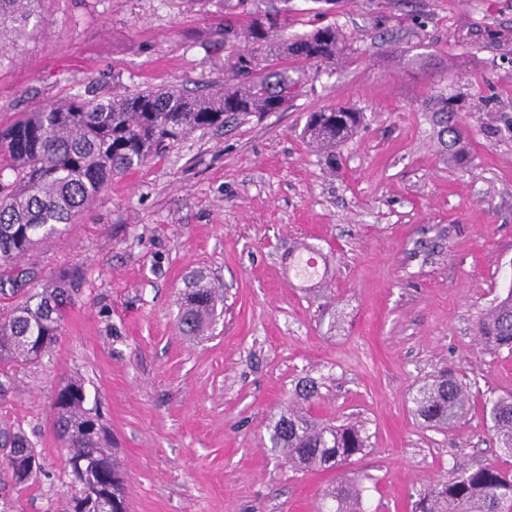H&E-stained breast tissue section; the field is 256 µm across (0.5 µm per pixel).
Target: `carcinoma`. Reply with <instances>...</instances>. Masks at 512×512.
Masks as SVG:
<instances>
[{"instance_id": "cac0c4a2", "label": "carcinoma", "mask_w": 512, "mask_h": 512, "mask_svg": "<svg viewBox=\"0 0 512 512\" xmlns=\"http://www.w3.org/2000/svg\"><path fill=\"white\" fill-rule=\"evenodd\" d=\"M43 0H0V56L9 35L42 22ZM224 8V47L235 53L239 82L208 94L180 86L149 88L135 94L88 100L74 95L41 104L0 124V270L10 273L42 241L62 235L67 225L97 197L112 177L143 166L197 130L224 127L243 117L280 112L301 96L305 69L346 53L336 24L328 23L291 38L288 15L257 6L238 20V8ZM440 139H461L455 113L443 100ZM364 120L363 113L328 106L309 113L302 135L316 152L332 154ZM12 180L5 183L4 172ZM68 299L67 277L45 292L24 294L0 312V375L49 354L61 335ZM218 298L207 277L197 274L180 298L177 324L188 336H202L216 320ZM477 336L491 352L512 353V289L484 312ZM471 393L452 369L437 371L413 399L422 425L450 431L470 411ZM319 399L316 382L295 390L288 407L268 427L271 449L299 470L335 471L367 449L368 436L357 422L335 424L312 413ZM80 379L55 394L54 429L67 448L71 474L93 499L74 498L73 512H127L125 480L97 414L85 407ZM485 410L499 447L512 454V394L489 397ZM4 464L17 484L37 475L42 464L19 433H1ZM363 478L340 473L324 490L318 512H366ZM419 512H512V472L487 464L453 469L419 501Z\"/></svg>"}]
</instances>
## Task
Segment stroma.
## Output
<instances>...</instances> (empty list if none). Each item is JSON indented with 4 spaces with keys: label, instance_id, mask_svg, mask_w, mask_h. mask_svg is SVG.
Masks as SVG:
<instances>
[{
    "label": "stroma",
    "instance_id": "1",
    "mask_svg": "<svg viewBox=\"0 0 512 512\" xmlns=\"http://www.w3.org/2000/svg\"><path fill=\"white\" fill-rule=\"evenodd\" d=\"M290 34L325 13L348 57L306 70L284 112L197 131L110 188L21 266L24 292L71 278L50 355L12 370L0 429L23 433L42 473L0 512H70L77 491L52 398L85 384L127 485L129 512H315L330 472L291 467L267 427L296 386L317 382L318 414L369 435L347 468L366 475L368 512H415L457 467H512L484 413L512 393V354L475 327L512 288V0H289ZM45 21L0 59V123L80 94L109 98L231 83L224 0H44ZM465 123L443 146L441 99ZM340 104L365 122L328 168L301 136ZM307 239L332 258L326 290L288 287ZM224 296L200 337L176 326L184 282ZM473 384L448 433L413 399L439 367Z\"/></svg>",
    "mask_w": 512,
    "mask_h": 512
}]
</instances>
